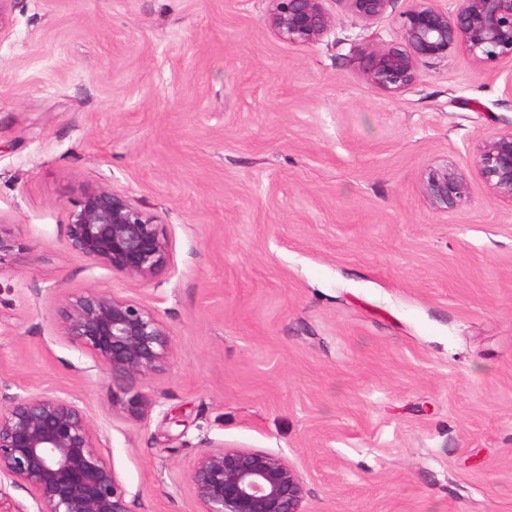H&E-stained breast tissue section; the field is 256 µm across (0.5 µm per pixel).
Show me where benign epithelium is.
<instances>
[{"label":"benign epithelium","instance_id":"7a95c632","mask_svg":"<svg viewBox=\"0 0 512 512\" xmlns=\"http://www.w3.org/2000/svg\"><path fill=\"white\" fill-rule=\"evenodd\" d=\"M266 21L277 37L312 46L327 37L335 19L328 0H266ZM365 24L381 18L394 0H339ZM452 11L434 0H415L401 16V41L375 49L365 76L374 88L397 94L417 80L419 67L463 50L481 67L512 59V0H456ZM475 168L495 195L512 203V132L477 148ZM421 193L435 209H454L467 181L444 162L430 167ZM65 241L91 267L151 282L171 266L168 238L158 217L100 181L84 185L68 211ZM52 317L64 336L89 353L116 389L112 399L138 409L139 394L124 382L157 371L172 340L158 315L140 301L110 289L88 288L58 299ZM25 488L36 506L12 499L0 485V512H132L133 500L100 449V438L77 396L24 391L0 397V481ZM200 512H306V485L280 455L224 446L209 440L183 477Z\"/></svg>","mask_w":512,"mask_h":512}]
</instances>
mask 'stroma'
<instances>
[{
    "instance_id": "35a3bbf8",
    "label": "stroma",
    "mask_w": 512,
    "mask_h": 512,
    "mask_svg": "<svg viewBox=\"0 0 512 512\" xmlns=\"http://www.w3.org/2000/svg\"><path fill=\"white\" fill-rule=\"evenodd\" d=\"M411 5L368 25L330 0L308 47L264 0L0 5V392L78 396L134 512H198L183 475L208 439L286 458L307 512H512V204L474 173L512 131V61L375 89L367 56ZM443 161L468 182L448 212L420 192ZM103 178L158 216L157 280L66 249ZM90 287L171 334L139 410L50 315Z\"/></svg>"
}]
</instances>
